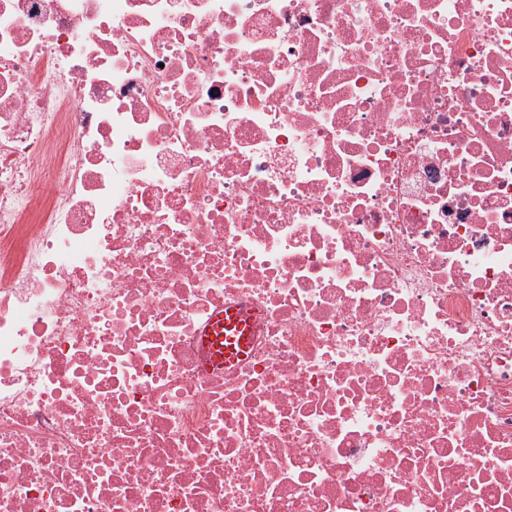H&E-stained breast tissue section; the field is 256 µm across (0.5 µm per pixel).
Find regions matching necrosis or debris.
Returning <instances> with one entry per match:
<instances>
[{"mask_svg":"<svg viewBox=\"0 0 512 512\" xmlns=\"http://www.w3.org/2000/svg\"><path fill=\"white\" fill-rule=\"evenodd\" d=\"M0 512H512V0H0ZM242 319V313L235 307H230L215 317L216 324H224V336H216L214 341V336H210L214 331L213 326L204 333L209 343L217 344L213 350V358L216 363L234 362L247 351L248 336L246 335L248 330L244 328ZM218 325L215 327L217 332L221 329ZM221 341H224V346H219Z\"/></svg>","mask_w":512,"mask_h":512,"instance_id":"4bbe7bcc","label":"necrosis or debris"}]
</instances>
